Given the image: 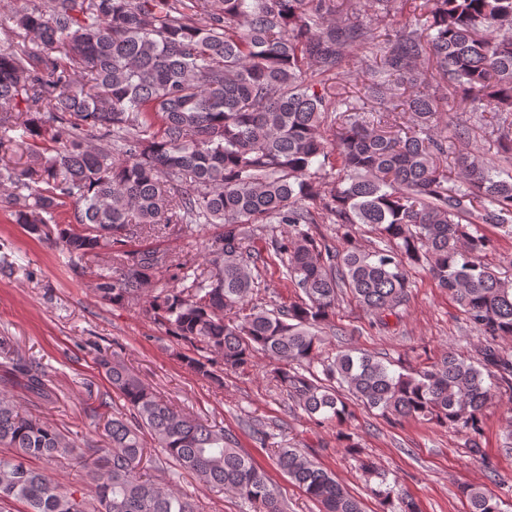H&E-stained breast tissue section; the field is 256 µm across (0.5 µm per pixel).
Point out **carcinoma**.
I'll list each match as a JSON object with an SVG mask.
<instances>
[{"label":"carcinoma","mask_w":512,"mask_h":512,"mask_svg":"<svg viewBox=\"0 0 512 512\" xmlns=\"http://www.w3.org/2000/svg\"><path fill=\"white\" fill-rule=\"evenodd\" d=\"M369 16L337 17L336 0H13L18 41L0 50L3 203L39 239L53 238L82 275L101 257L94 290L142 314L171 339V354L224 388L255 354L291 407L341 426L353 406L393 420L433 423L482 456L492 387L511 392L512 259L484 262L485 224L512 236V0H364ZM368 49L357 65L350 50ZM352 82L356 98L336 91ZM402 86L396 94L393 88ZM469 112L448 138L469 150L448 162L434 137L444 112ZM489 130L492 147L476 130ZM216 225L198 267L130 248L142 236ZM271 236L267 256L252 249ZM311 224L336 225L340 244ZM364 225L379 238L356 243ZM276 259L297 288L287 305L263 297L261 267ZM448 290L484 339L474 360L453 350L427 369L396 372L322 336L349 296L375 324L409 299L410 270ZM169 273L172 287L159 286ZM94 362L128 414L104 440L78 442L0 395V501L26 512H197L193 498L142 473L145 436L206 487L287 512L286 502L235 437L165 400L108 347ZM5 379L51 395L44 365L0 336ZM357 467L380 479L384 512H419L339 430ZM79 457L92 493L59 486L49 465ZM272 459L322 512L360 502L296 448ZM470 512H500L484 487L462 490Z\"/></svg>","instance_id":"1"}]
</instances>
